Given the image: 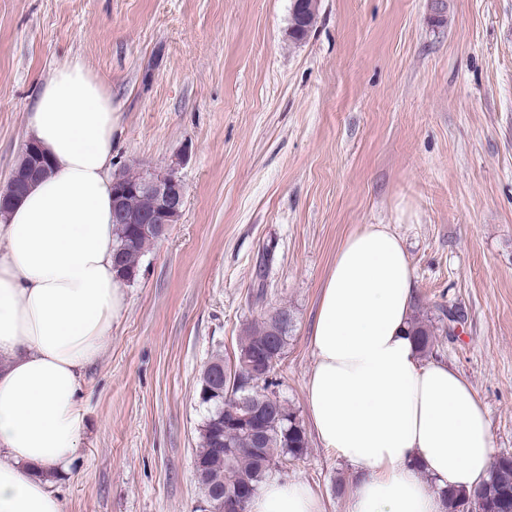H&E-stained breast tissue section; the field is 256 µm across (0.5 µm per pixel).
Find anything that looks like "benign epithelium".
<instances>
[{
    "label": "benign epithelium",
    "mask_w": 512,
    "mask_h": 512,
    "mask_svg": "<svg viewBox=\"0 0 512 512\" xmlns=\"http://www.w3.org/2000/svg\"><path fill=\"white\" fill-rule=\"evenodd\" d=\"M25 153L31 157V163L24 169L12 171L9 177L10 181L21 186L30 185L46 173L44 160L33 142H27ZM113 185L114 223L131 224L137 219L139 220L137 233L151 236L156 242L166 236L169 224L182 215L185 205V190L173 169L168 171L145 170L132 187L126 185L121 174L118 173L114 175ZM130 190L146 203V210L138 217L130 215L127 211L125 195Z\"/></svg>",
    "instance_id": "1"
}]
</instances>
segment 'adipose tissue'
<instances>
[{
	"label": "adipose tissue",
	"mask_w": 512,
	"mask_h": 512,
	"mask_svg": "<svg viewBox=\"0 0 512 512\" xmlns=\"http://www.w3.org/2000/svg\"><path fill=\"white\" fill-rule=\"evenodd\" d=\"M51 172L0 216V512H63L54 479L84 429L85 377L127 309L114 267L112 149L120 116L83 60L57 65L29 116ZM401 239L350 234L316 312L313 431L351 468L346 512H445L442 490L486 480L493 443L473 388L421 359ZM250 512H325L301 480L267 481Z\"/></svg>",
	"instance_id": "obj_1"
}]
</instances>
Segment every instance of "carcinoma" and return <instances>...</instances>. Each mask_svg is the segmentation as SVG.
<instances>
[{
  "instance_id": "cac0c4a2",
  "label": "carcinoma",
  "mask_w": 512,
  "mask_h": 512,
  "mask_svg": "<svg viewBox=\"0 0 512 512\" xmlns=\"http://www.w3.org/2000/svg\"><path fill=\"white\" fill-rule=\"evenodd\" d=\"M318 0H292L288 40H305L316 24ZM126 278L138 271L140 261L152 241L142 238L133 247L126 246L131 225L117 227ZM290 323H280L263 315L260 322L250 325L240 337L235 360L228 363L216 355L203 367L199 379L200 401L207 407L199 435L195 458L196 477L202 489L201 502L210 512H248L252 498L274 471L285 463L300 460L307 451L305 428L298 417L280 405L264 422H255V433L240 427L244 413L239 401L257 391L268 390L269 380L248 386L250 376L240 370L242 357L258 366L279 363L288 338ZM410 334L424 353L431 348L434 331L415 312L410 320ZM446 512H461L475 503L484 512H512V456H503L492 464L484 487L476 493L460 490L442 492Z\"/></svg>"
}]
</instances>
